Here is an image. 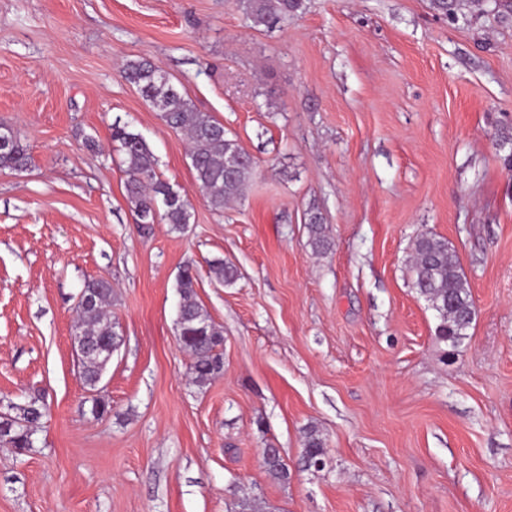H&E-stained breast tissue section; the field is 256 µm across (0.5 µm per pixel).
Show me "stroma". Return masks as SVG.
I'll return each instance as SVG.
<instances>
[{
	"instance_id": "obj_1",
	"label": "stroma",
	"mask_w": 512,
	"mask_h": 512,
	"mask_svg": "<svg viewBox=\"0 0 512 512\" xmlns=\"http://www.w3.org/2000/svg\"><path fill=\"white\" fill-rule=\"evenodd\" d=\"M469 17L303 0L266 28L237 0H0V124L29 153L0 168V414L49 405L30 451L0 446V512H512V7ZM138 59L256 161L224 212L186 137L125 79ZM117 120L190 200L184 231L137 223ZM423 231L469 282L456 346L414 288ZM217 258L235 282L211 280ZM187 266L224 330V372L202 388L176 340ZM98 277L122 337L102 417L72 346ZM310 426L320 469L302 458ZM267 448L288 483L267 475ZM306 224H309L311 234V245L317 252L326 251L330 247V242L324 235L322 224L323 217L321 213L314 210L307 212Z\"/></svg>"
}]
</instances>
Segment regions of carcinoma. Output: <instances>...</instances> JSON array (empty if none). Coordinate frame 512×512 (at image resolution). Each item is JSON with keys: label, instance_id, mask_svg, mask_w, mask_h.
Masks as SVG:
<instances>
[{"label": "carcinoma", "instance_id": "cac0c4a2", "mask_svg": "<svg viewBox=\"0 0 512 512\" xmlns=\"http://www.w3.org/2000/svg\"><path fill=\"white\" fill-rule=\"evenodd\" d=\"M245 18L254 25H273L284 15L303 6V0H240ZM437 9L458 23H467V15L459 11V0H435ZM124 75L147 101L162 105L161 118L171 128L183 132L190 143L191 166L195 181L207 206L223 212L224 204L244 196L248 183L256 173V162L235 139L227 136L224 125L207 112L197 110L185 93L160 70L145 60L126 63ZM8 136V149H0V168L22 169L29 154L20 130L0 125V137ZM112 143L122 155L128 179L127 200L143 224L160 220L175 230L184 229L192 217V204L173 185L157 174V158L147 140L129 125H112ZM311 245L317 252L326 251L330 242L323 232V217L318 211L307 212ZM414 286L417 294L436 312V332L440 339L455 346L470 330L474 319L473 300L467 281L459 271L457 257L448 241L432 234L418 235L412 244ZM210 273L219 284L236 278L235 268L218 258L211 261ZM196 278L192 268L185 267L177 281L180 297L177 336L180 348L192 357L190 374L193 384L204 387L224 369V331L217 328L198 302ZM82 294L93 301L78 306L83 333L93 355L83 360L81 377L86 387L95 390L102 373L101 362L107 356L112 336L116 334L114 319L108 311L112 287L103 278L84 283ZM15 414L0 416V443L24 453L33 448L32 436L48 412L40 397H32L14 406ZM306 459L325 456V441L318 430L309 427L303 443ZM267 474L282 483L288 482L289 469L279 451L265 463Z\"/></svg>", "mask_w": 512, "mask_h": 512}]
</instances>
